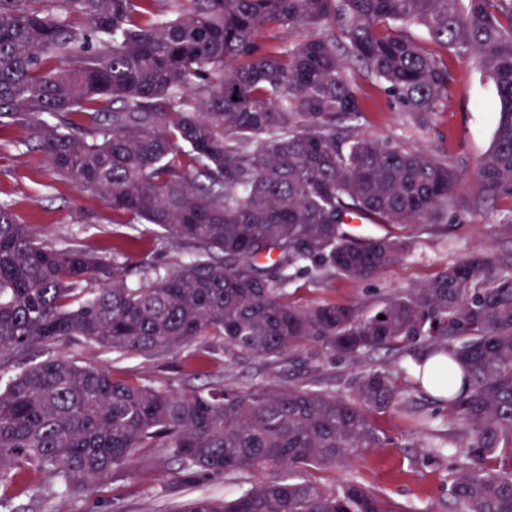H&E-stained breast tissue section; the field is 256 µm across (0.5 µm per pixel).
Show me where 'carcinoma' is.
<instances>
[{"label": "carcinoma", "mask_w": 512, "mask_h": 512, "mask_svg": "<svg viewBox=\"0 0 512 512\" xmlns=\"http://www.w3.org/2000/svg\"><path fill=\"white\" fill-rule=\"evenodd\" d=\"M298 28L309 33L295 45L259 41ZM452 58L497 88L476 177L482 203L509 201L497 228L512 234V0H0V123H23L55 174L183 256L165 271L129 257L133 235L49 243L0 203V358L73 338L148 354L219 336L247 356L318 343L357 359L424 339L415 361L433 359L432 390L464 431L428 444L454 459L456 512H512V260L472 253L367 311L290 292L327 274L368 279L448 214L460 175L360 133L352 72L424 127L448 100ZM349 217L392 231L357 238ZM399 398L382 366L344 397L179 393L57 356L0 382V485L24 461L85 489L142 448L168 449L189 481L300 474L390 444L374 415ZM182 512L412 510L354 481L297 477L200 495Z\"/></svg>", "instance_id": "carcinoma-1"}]
</instances>
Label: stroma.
Instances as JSON below:
<instances>
[{"label":"stroma","instance_id":"35a3bbf8","mask_svg":"<svg viewBox=\"0 0 512 512\" xmlns=\"http://www.w3.org/2000/svg\"><path fill=\"white\" fill-rule=\"evenodd\" d=\"M453 72L447 106L425 129L401 111L382 84L360 79L366 107L357 124L368 136L446 158L464 181L448 208L449 214L459 216V223L442 220L419 231L410 252L371 279L349 281L330 276L317 285L299 281L295 300L367 309L390 294L421 285L448 263L470 253L512 254V236L491 230L500 221L501 208L480 205V184L474 174L477 161L494 139L498 92L490 80L467 64L454 62ZM26 139L21 123L0 125V202L11 204L22 223L35 225L48 241L75 238L94 248L109 245L113 237L125 233L118 215L98 194L52 174L43 152L28 146ZM134 233L140 238L131 252L134 260L170 270L179 264L178 253L154 226L138 225ZM52 353L109 368L119 379L149 381L159 388L185 392L226 385L244 392L274 394L304 387L340 396L348 394L360 371L372 364L384 366L402 392L397 406L376 417L391 436V444L349 463L308 470L306 477L326 488L353 479L413 512H456L448 495L451 461L433 456L427 446L429 434L418 432L414 422L432 412L436 418L430 434L451 435L455 429L446 414L436 413L434 395L420 388L409 345L371 352L356 362L343 360L314 343L279 358L239 356L226 350L218 336H204L191 347L150 356L119 355L84 340L54 347ZM261 478V473L244 471L186 485L166 449L145 448L132 463L98 484L50 496L44 492V474L25 463L15 481L0 488V512H180L182 505L199 494L231 498Z\"/></svg>","mask_w":512,"mask_h":512}]
</instances>
